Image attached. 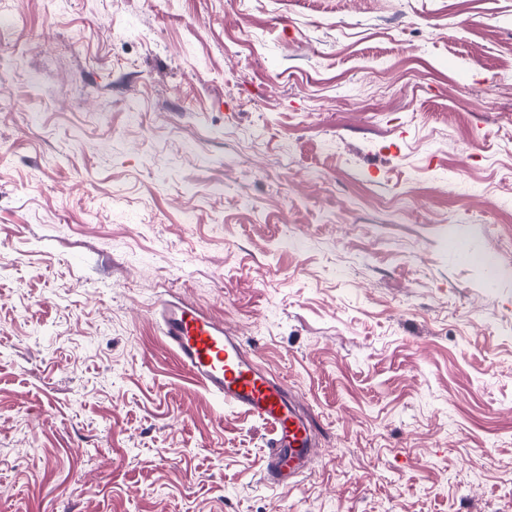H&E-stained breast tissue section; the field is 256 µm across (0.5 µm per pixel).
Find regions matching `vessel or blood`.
Wrapping results in <instances>:
<instances>
[{"mask_svg": "<svg viewBox=\"0 0 512 512\" xmlns=\"http://www.w3.org/2000/svg\"><path fill=\"white\" fill-rule=\"evenodd\" d=\"M160 332L181 367L224 404L260 419L269 430L263 477L294 485L314 457V416L300 413L285 381L274 376L255 350L203 309L175 299L154 308Z\"/></svg>", "mask_w": 512, "mask_h": 512, "instance_id": "vessel-or-blood-1", "label": "vessel or blood"}]
</instances>
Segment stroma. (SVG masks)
Returning a JSON list of instances; mask_svg holds the SVG:
<instances>
[{"label":"stroma","instance_id":"stroma-1","mask_svg":"<svg viewBox=\"0 0 512 512\" xmlns=\"http://www.w3.org/2000/svg\"><path fill=\"white\" fill-rule=\"evenodd\" d=\"M0 512H512V0H0ZM161 335L181 367L224 404L260 419L269 429L263 477L293 486L314 457L313 415L298 410L288 385L274 376L224 320L175 299L154 307Z\"/></svg>","mask_w":512,"mask_h":512}]
</instances>
